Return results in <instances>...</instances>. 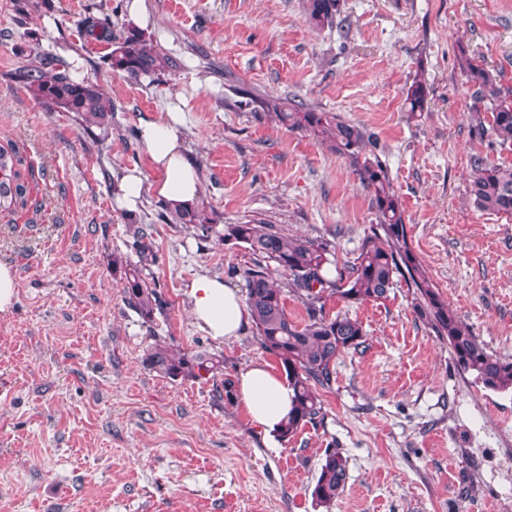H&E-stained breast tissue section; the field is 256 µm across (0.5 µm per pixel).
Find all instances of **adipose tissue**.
Wrapping results in <instances>:
<instances>
[{"mask_svg":"<svg viewBox=\"0 0 512 512\" xmlns=\"http://www.w3.org/2000/svg\"><path fill=\"white\" fill-rule=\"evenodd\" d=\"M182 125L183 120L176 112L141 123L140 138L159 177L149 183L139 169H129L115 185L119 207L136 210L149 192L173 208L196 202L201 182L186 156ZM187 293L197 328L212 338H237L250 320L247 304L222 278L197 276L190 281ZM237 395L251 423L267 433L277 431L293 400L291 388L263 362L253 363L240 372Z\"/></svg>","mask_w":512,"mask_h":512,"instance_id":"1","label":"adipose tissue"}]
</instances>
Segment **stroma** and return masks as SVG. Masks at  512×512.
<instances>
[{
	"label": "stroma",
	"instance_id": "stroma-1",
	"mask_svg": "<svg viewBox=\"0 0 512 512\" xmlns=\"http://www.w3.org/2000/svg\"><path fill=\"white\" fill-rule=\"evenodd\" d=\"M92 0H31L18 21L0 0V146L14 147L26 204L0 213V262L17 295L0 312V512H512V393L455 367L447 342L397 281L387 298L325 313L359 320L363 350L341 356L319 391L323 415L290 440L255 428L225 381L261 361L281 371L254 327L218 341L194 324L196 276L246 293L256 258L223 242L228 224L262 220L326 237L338 267L375 222L349 159L263 112L293 99L373 133L413 247L449 308L488 349L512 357V217L478 210L473 160L512 168V147L479 137L460 54L483 59L512 90V0H343L342 28L317 30L307 0H143V32L179 66L133 80L112 71L108 44L82 36ZM67 64L111 97L112 122L48 109L11 74L28 52ZM428 91L413 114L405 93ZM185 115L183 135L214 226L136 213L152 228L142 260L109 185L138 168L154 181L141 121ZM143 266L165 306L130 308L112 259ZM223 355L224 368L173 380L149 369L154 341ZM348 459L344 493L311 492L327 449Z\"/></svg>",
	"mask_w": 512,
	"mask_h": 512
}]
</instances>
